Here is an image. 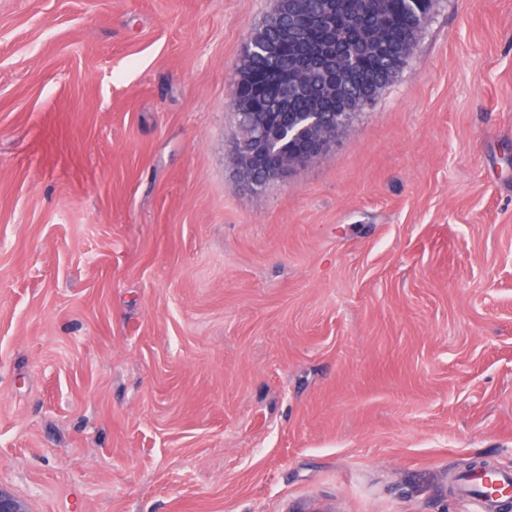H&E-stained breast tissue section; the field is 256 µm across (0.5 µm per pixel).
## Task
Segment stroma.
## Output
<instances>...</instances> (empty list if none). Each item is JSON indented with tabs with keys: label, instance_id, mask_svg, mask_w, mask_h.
I'll return each mask as SVG.
<instances>
[{
	"label": "stroma",
	"instance_id": "stroma-1",
	"mask_svg": "<svg viewBox=\"0 0 512 512\" xmlns=\"http://www.w3.org/2000/svg\"><path fill=\"white\" fill-rule=\"evenodd\" d=\"M275 0H0V487L29 512H473L512 471V0H432L253 192Z\"/></svg>",
	"mask_w": 512,
	"mask_h": 512
}]
</instances>
